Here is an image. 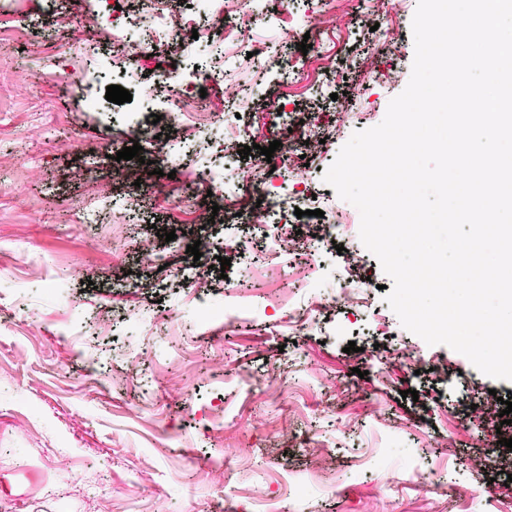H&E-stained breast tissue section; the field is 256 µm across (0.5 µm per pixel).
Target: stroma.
<instances>
[{"mask_svg":"<svg viewBox=\"0 0 512 512\" xmlns=\"http://www.w3.org/2000/svg\"><path fill=\"white\" fill-rule=\"evenodd\" d=\"M336 28L322 41L331 71H316L314 88L290 83L284 73L297 56L292 22L274 0H258L261 20L253 41L282 46L281 56L258 61L246 48L224 49V77L210 96L246 85L250 97L219 120L251 126L248 168L274 137L255 114L289 103L297 118L334 111L333 94L361 87V103L344 128L325 127V142L306 156L308 192L334 197L321 166L333 163L355 131L378 125L390 100L406 87L414 60L412 19L417 0H402L398 53H386L382 80L362 85L355 63L383 23L368 0H335ZM85 0H18L0 17V505L9 512H501L489 494L474 496L473 469L501 455L497 433L472 441L460 420L475 396L512 392V381L490 378L448 346L424 349L398 317L377 336L375 319L388 313L390 278L373 254L364 270L375 283L367 309L326 308L300 325L289 316L296 288L339 287L329 267L343 238L299 259L266 255L249 224L256 198L214 228L213 251L229 254L228 267L194 260L196 207H210L199 176L216 156L207 136L210 117L192 112L177 126L157 123L153 133L186 142L184 156L156 154L155 165L117 160L127 140L126 113L147 103L164 107L169 91L144 97L156 69L189 73L205 67L210 51L181 56L165 49L129 58L110 52L103 29L91 34L106 74L78 85L89 67L85 48L47 36L57 17L80 20ZM128 90L130 102L106 100V88ZM98 109H87L86 96ZM74 138L92 145L88 155L66 148ZM135 168L151 184H167L179 171L196 199L184 206L161 192L144 207L131 206L136 186L101 192L117 168ZM97 221H83L84 211ZM175 231V256L185 277L145 268L129 237L152 239ZM252 239L246 253L225 252V236ZM84 276H73L75 268ZM102 269L108 281L89 285ZM209 294L219 305L248 307V315L196 326V304ZM356 352H347L349 342ZM429 353L446 363L445 379L428 381L394 362L399 350ZM391 357L385 378L374 376L376 354ZM369 379H360L361 371ZM417 391V400L401 393ZM227 448L238 454L224 458ZM223 468L224 482L213 470ZM421 468L445 478V491L411 486ZM97 477L91 488L77 475Z\"/></svg>","mask_w":512,"mask_h":512,"instance_id":"35a3bbf8","label":"stroma"}]
</instances>
